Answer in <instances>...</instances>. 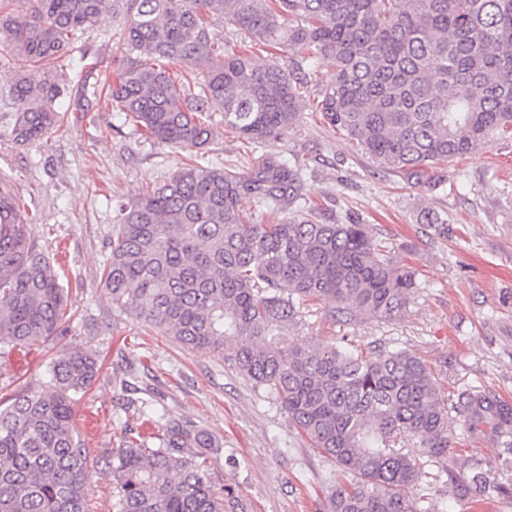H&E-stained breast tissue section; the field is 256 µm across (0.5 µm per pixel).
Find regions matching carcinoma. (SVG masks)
<instances>
[{
    "label": "carcinoma",
    "instance_id": "1",
    "mask_svg": "<svg viewBox=\"0 0 512 512\" xmlns=\"http://www.w3.org/2000/svg\"><path fill=\"white\" fill-rule=\"evenodd\" d=\"M0 45L22 70L11 92L10 140L40 143L61 121L63 70L51 71L109 8L123 6V57L105 103L175 148H204L210 113L258 152L246 168L183 164L118 205L103 272L112 306L173 341L224 353L234 371L280 406L343 481L324 512H416L405 494L419 460L448 463L454 427L512 466V400L490 391L438 397L421 357L374 347L288 343L304 306L320 301L351 321L399 314L419 287L357 218L303 215L298 168L263 150L300 120L308 69L320 54L336 79L317 97L322 121L377 167L413 186L440 184L436 166L512 139V0H3ZM223 22L251 43L213 34ZM261 44L267 59L254 58ZM288 54L290 63L282 62ZM200 75L178 78L168 65ZM298 213L263 224L258 209ZM11 182L0 179V368L13 354L68 335L67 294L34 241ZM50 381L0 399V512H89L98 464L76 431L74 404L97 359L65 344ZM147 440L129 432L112 453V512H244L216 485L202 449L211 435L159 416ZM482 472L467 491L486 492Z\"/></svg>",
    "mask_w": 512,
    "mask_h": 512
}]
</instances>
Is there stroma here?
Segmentation results:
<instances>
[{"instance_id": "1", "label": "stroma", "mask_w": 512, "mask_h": 512, "mask_svg": "<svg viewBox=\"0 0 512 512\" xmlns=\"http://www.w3.org/2000/svg\"><path fill=\"white\" fill-rule=\"evenodd\" d=\"M122 20L103 14L61 63L74 89L62 99V127L44 145H14L10 88L20 63L0 48V176L8 179L34 222L37 247L59 272L68 297L72 344L99 355L102 368L76 403V429L99 462L89 475L90 512H109L104 471L126 430L155 433L159 410L207 430L212 476L235 488L246 512H318L338 471L312 448L287 414L222 357L174 342L113 308L102 283L116 206L161 183L188 158L186 150L144 140L118 113L77 111L83 83L108 84L121 57ZM299 124L268 150L304 173V191L337 223L357 217L399 260L419 272V288L394 317L353 322L331 317L327 303L303 310L291 339L358 349L410 351L436 373L441 395L492 390L512 399V141L439 165L443 186L412 187L385 172L342 132L321 124L310 102ZM212 136L198 154L205 165L248 166L253 153L213 113ZM437 214L444 234L426 226ZM58 343L34 346L0 376V397L46 385ZM131 389L142 414L123 409ZM501 491L476 498L463 491L471 463ZM417 512H512V475L495 449L453 439L447 466L425 463L407 490Z\"/></svg>"}]
</instances>
